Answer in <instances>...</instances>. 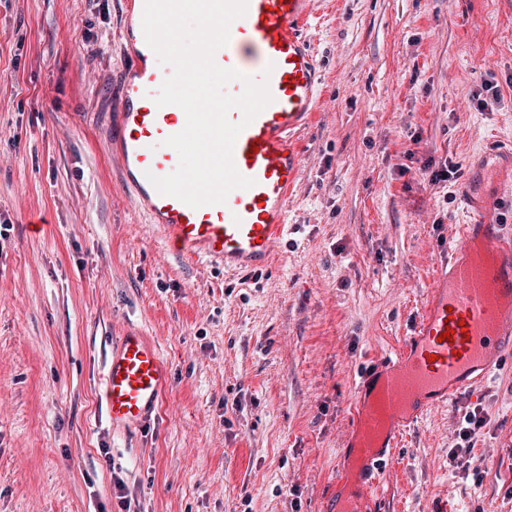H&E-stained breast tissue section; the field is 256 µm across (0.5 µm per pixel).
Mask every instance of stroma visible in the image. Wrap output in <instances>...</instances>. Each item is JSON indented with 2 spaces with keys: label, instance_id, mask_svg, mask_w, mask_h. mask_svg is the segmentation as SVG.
Listing matches in <instances>:
<instances>
[{
  "label": "stroma",
  "instance_id": "1",
  "mask_svg": "<svg viewBox=\"0 0 512 512\" xmlns=\"http://www.w3.org/2000/svg\"><path fill=\"white\" fill-rule=\"evenodd\" d=\"M121 0H0V512H326L351 409L408 336L466 190H512V0H317L322 77L288 231L233 273L170 252L107 143ZM448 169V180L432 172ZM172 372L113 429L128 329ZM488 424L477 477L448 453ZM512 512V352L407 432L376 512ZM488 423L487 417L482 408L474 407L465 412L461 425L456 433V442L448 456L450 463L463 471L472 470L478 472V466L475 465L476 459L471 455L472 449L479 441L482 435V429Z\"/></svg>",
  "mask_w": 512,
  "mask_h": 512
}]
</instances>
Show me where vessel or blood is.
I'll list each match as a JSON object with an SVG mask.
<instances>
[{
    "label": "vessel or blood",
    "mask_w": 512,
    "mask_h": 512,
    "mask_svg": "<svg viewBox=\"0 0 512 512\" xmlns=\"http://www.w3.org/2000/svg\"><path fill=\"white\" fill-rule=\"evenodd\" d=\"M315 0H248L230 27L216 63L253 79H267L273 101L238 135L233 161L253 179L225 203L192 208L160 194L151 176L179 165L165 138L186 124L176 105L155 98L172 73L147 45L145 0H124L122 31L127 65L117 121L107 151L135 206L180 256L204 259L228 271L269 265L286 231L290 195L299 179L298 137L313 122L320 77L304 30ZM499 199L487 201L476 221L461 224L410 334L383 357L368 392L352 409L350 448L360 449L343 476L355 489L337 498L335 512H369L401 444L405 428L429 410L447 406L460 391L489 375L504 350H512V232ZM451 340H444L445 331ZM171 379L157 346L135 329L113 345L104 366L103 404L113 428L148 420Z\"/></svg>",
    "instance_id": "vessel-or-blood-1"
}]
</instances>
